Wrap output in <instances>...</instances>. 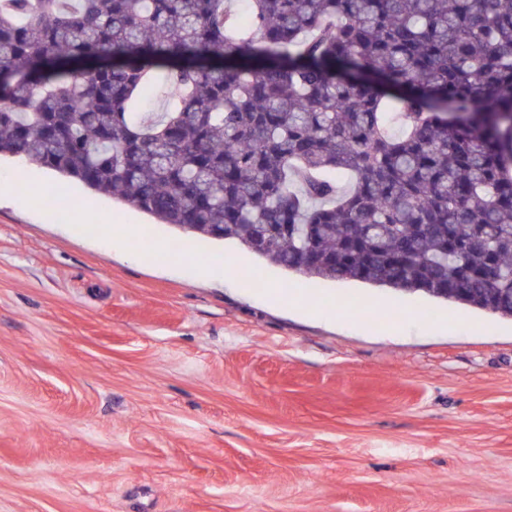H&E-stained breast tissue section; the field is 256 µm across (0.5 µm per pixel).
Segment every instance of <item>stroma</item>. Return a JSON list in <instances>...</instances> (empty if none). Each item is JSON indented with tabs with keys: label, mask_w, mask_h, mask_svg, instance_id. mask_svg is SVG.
Here are the masks:
<instances>
[{
	"label": "stroma",
	"mask_w": 512,
	"mask_h": 512,
	"mask_svg": "<svg viewBox=\"0 0 512 512\" xmlns=\"http://www.w3.org/2000/svg\"><path fill=\"white\" fill-rule=\"evenodd\" d=\"M0 183V512H512V320Z\"/></svg>",
	"instance_id": "1"
}]
</instances>
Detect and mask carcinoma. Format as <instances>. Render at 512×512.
Returning <instances> with one entry per match:
<instances>
[{
  "instance_id": "1",
  "label": "carcinoma",
  "mask_w": 512,
  "mask_h": 512,
  "mask_svg": "<svg viewBox=\"0 0 512 512\" xmlns=\"http://www.w3.org/2000/svg\"><path fill=\"white\" fill-rule=\"evenodd\" d=\"M228 2L0 0V156L306 279L512 318V0Z\"/></svg>"
}]
</instances>
